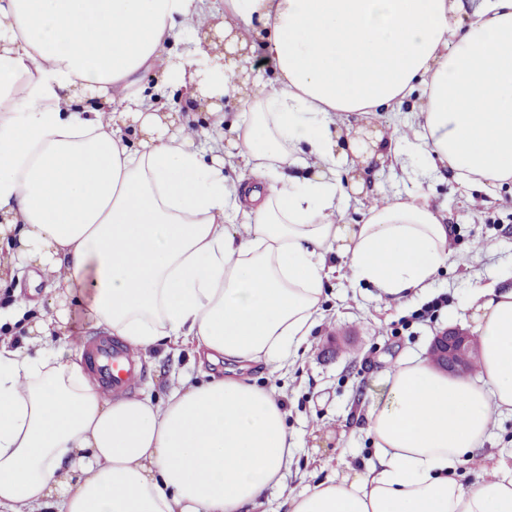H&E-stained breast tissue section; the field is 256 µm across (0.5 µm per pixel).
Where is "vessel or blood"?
<instances>
[{"label":"vessel or blood","instance_id":"1","mask_svg":"<svg viewBox=\"0 0 512 512\" xmlns=\"http://www.w3.org/2000/svg\"><path fill=\"white\" fill-rule=\"evenodd\" d=\"M77 343L104 397L130 392L139 384L143 366L124 343L105 334L81 336Z\"/></svg>","mask_w":512,"mask_h":512}]
</instances>
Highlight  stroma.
Segmentation results:
<instances>
[{
  "instance_id": "obj_1",
  "label": "stroma",
  "mask_w": 512,
  "mask_h": 512,
  "mask_svg": "<svg viewBox=\"0 0 512 512\" xmlns=\"http://www.w3.org/2000/svg\"><path fill=\"white\" fill-rule=\"evenodd\" d=\"M164 101L183 120L209 129L225 149H234L233 127L246 119L245 103L225 104L224 123L216 128L211 104L192 103L179 88L169 89ZM424 165L418 157L407 158L402 167L368 160L357 164L356 174L365 188L390 197L426 195L434 215L452 225L450 244L466 256V265L442 266L426 293L388 304L377 301L373 289L355 284L347 261L336 259L305 352L281 370L252 374L257 385L275 387L281 395L297 448L288 477L294 491L368 466L374 448L363 432V414L379 397L387 370L400 357L427 355L439 331L467 327L466 305L475 281L512 285V185L502 186L491 199L452 176L424 173ZM407 166L412 169L408 175L403 172ZM193 359L187 346L176 355L151 353L143 361L139 391L164 398L172 375L194 373ZM499 459H512L511 413L495 418L487 441L461 466L462 482L478 481Z\"/></svg>"
}]
</instances>
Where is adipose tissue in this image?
<instances>
[{
  "label": "adipose tissue",
  "mask_w": 512,
  "mask_h": 512,
  "mask_svg": "<svg viewBox=\"0 0 512 512\" xmlns=\"http://www.w3.org/2000/svg\"><path fill=\"white\" fill-rule=\"evenodd\" d=\"M459 2L224 0L225 32L275 84L223 152L157 106L177 85L238 90L213 42L176 50L208 26L204 0H0V266L37 268L59 299L37 337L0 336V512H254L281 484L292 437L249 372L307 344L329 256L384 302L453 258L423 196L344 223L341 176L366 141L349 117L421 91L412 151L468 186L512 183V0ZM366 142L384 161L405 141ZM84 289L95 326L139 352L192 345L223 376L103 397L46 342ZM469 308L478 377L399 360L366 414L374 462L289 496V512H512L511 464L457 479L492 414L512 412V289L474 284Z\"/></svg>",
  "instance_id": "obj_1"
}]
</instances>
